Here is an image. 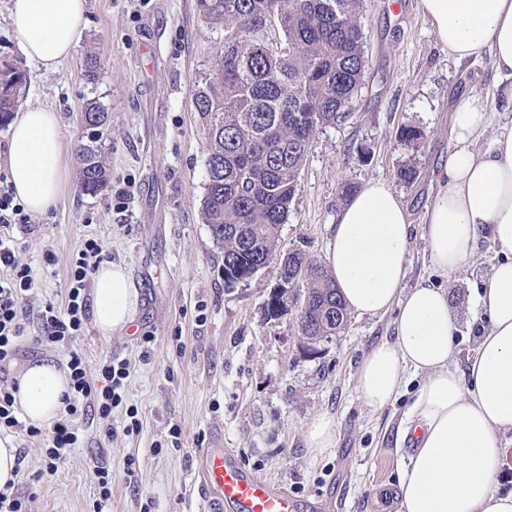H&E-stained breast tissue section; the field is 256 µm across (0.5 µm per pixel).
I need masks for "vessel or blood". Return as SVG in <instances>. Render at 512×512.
<instances>
[{
  "mask_svg": "<svg viewBox=\"0 0 512 512\" xmlns=\"http://www.w3.org/2000/svg\"><path fill=\"white\" fill-rule=\"evenodd\" d=\"M198 470L207 512H300L294 496L248 469L239 454L223 443L202 449Z\"/></svg>",
  "mask_w": 512,
  "mask_h": 512,
  "instance_id": "1",
  "label": "vessel or blood"
}]
</instances>
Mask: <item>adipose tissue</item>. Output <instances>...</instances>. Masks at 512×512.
<instances>
[{
    "mask_svg": "<svg viewBox=\"0 0 512 512\" xmlns=\"http://www.w3.org/2000/svg\"><path fill=\"white\" fill-rule=\"evenodd\" d=\"M449 57L489 58L499 98L512 112V0H419ZM86 0H11L8 18L24 55L45 71L71 57L86 27ZM488 122L478 95L459 98L455 147L437 177L424 223L432 262L444 275L473 256L490 228L499 256L478 301L490 325L466 371L452 364L455 324L445 289L427 282L405 288L411 224L390 183L373 180L338 211L324 265L349 311L396 310L394 336L361 360L356 392L378 412L392 404L408 375L424 380L406 419L418 444L399 480L401 512H512V492L497 487L503 438L512 432V127L490 150L474 141ZM8 179L34 214L47 211L64 186L60 120L27 106L10 124ZM137 304L127 269L105 262L94 275L93 321L102 336L124 331ZM16 394L25 420L49 427L64 411L66 374L52 362L28 367Z\"/></svg>",
    "mask_w": 512,
    "mask_h": 512,
    "instance_id": "obj_1",
    "label": "adipose tissue"
}]
</instances>
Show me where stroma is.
<instances>
[{
    "label": "stroma",
    "instance_id": "35a3bbf8",
    "mask_svg": "<svg viewBox=\"0 0 512 512\" xmlns=\"http://www.w3.org/2000/svg\"><path fill=\"white\" fill-rule=\"evenodd\" d=\"M10 0H0V65L24 70L22 105L58 113L64 189L47 213L21 233L17 257L35 273L33 305L62 303L70 265L82 240H103L113 262L125 265L140 293L133 328L101 336L86 323L75 346L20 344L13 376L31 364L64 365L81 352L91 385L102 365L126 360L130 375L111 420L87 410L77 419L80 441L56 473L44 474L42 437L25 431L11 439L20 460L15 491L27 512H205L196 481L197 456L213 438L239 452L249 468L280 481L304 506L323 512H399V474L413 448L399 432L423 380L409 376L396 400L373 412L359 401L356 375L362 357L391 339L395 312L350 314L346 328L307 353L297 313L266 318L264 303L276 285L268 266L249 282L224 285V253L200 214L205 193L203 122L193 107L198 83L210 73L224 30L205 23L196 0H87V27L56 72L26 58L8 20ZM368 65L345 123L320 131L298 178L279 249L324 258L330 227L343 206L341 187L373 179L392 182L409 213L412 233L406 287L428 281L445 288L455 318L454 361L465 367L488 314L477 295L498 255L481 233L472 259L454 276L439 272L425 236L424 215L436 195L433 172L452 149V112L458 99L479 93L488 100L489 124L477 141L488 150L502 111L489 60L457 63L438 44L418 0H363ZM101 60L102 77L83 76L87 53ZM96 100L110 116L101 151L109 186L97 195L79 189L75 147L85 131L79 114ZM422 128L418 153L400 142L401 126ZM413 159L418 177L396 181ZM129 185L127 203L113 189ZM139 429L126 432L128 410ZM337 421L335 448L312 456L306 434L313 418ZM112 475L102 498L97 468Z\"/></svg>",
    "mask_w": 512,
    "mask_h": 512
}]
</instances>
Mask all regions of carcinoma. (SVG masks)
<instances>
[{
	"label": "carcinoma",
	"instance_id": "1",
	"mask_svg": "<svg viewBox=\"0 0 512 512\" xmlns=\"http://www.w3.org/2000/svg\"><path fill=\"white\" fill-rule=\"evenodd\" d=\"M361 0H197L201 17L224 27L212 73L194 93L205 129V194L201 214L224 251V285L232 288L259 264L277 266L275 299L264 305L285 315L292 289L303 292L298 311L302 338L318 344L348 322L336 285L317 258L303 250L278 249L281 224L298 188L316 134L346 121L366 67L367 35ZM282 33L277 41L270 29ZM84 77L100 80L101 61L90 54ZM25 74L0 69V127L19 102ZM87 141L77 146L78 180L87 195L108 183L100 141L108 112L90 100L79 116ZM399 138L417 150L426 133L405 126Z\"/></svg>",
	"mask_w": 512,
	"mask_h": 512
}]
</instances>
